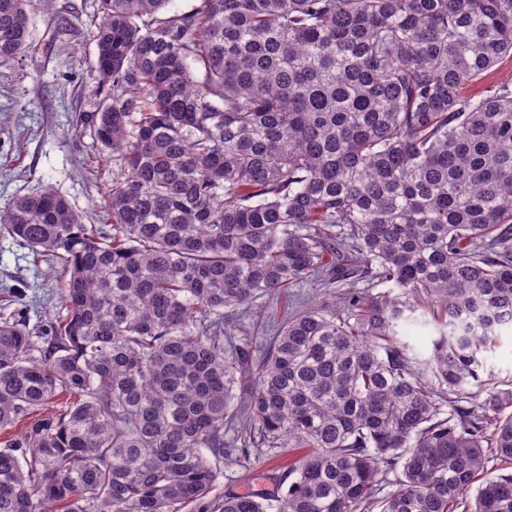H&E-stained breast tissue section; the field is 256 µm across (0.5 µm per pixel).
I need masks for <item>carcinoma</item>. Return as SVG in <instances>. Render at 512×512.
Masks as SVG:
<instances>
[{"label": "carcinoma", "instance_id": "1", "mask_svg": "<svg viewBox=\"0 0 512 512\" xmlns=\"http://www.w3.org/2000/svg\"><path fill=\"white\" fill-rule=\"evenodd\" d=\"M171 2L90 23L112 96L86 120L123 162L104 224L49 186L0 209L65 272L43 357L0 319V430L76 396L0 448V512H179L245 383L249 443L306 453L222 512H512L488 467L512 464V382L484 379L512 327V86L461 95L512 55V0ZM51 4L0 0V65L38 6L70 24ZM310 278L336 295L224 351L225 313ZM431 324L424 355L404 328Z\"/></svg>", "mask_w": 512, "mask_h": 512}]
</instances>
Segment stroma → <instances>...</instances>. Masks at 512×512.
<instances>
[{"instance_id":"35a3bbf8","label":"stroma","mask_w":512,"mask_h":512,"mask_svg":"<svg viewBox=\"0 0 512 512\" xmlns=\"http://www.w3.org/2000/svg\"><path fill=\"white\" fill-rule=\"evenodd\" d=\"M53 8L73 12L71 27L59 30L35 16V53L12 67L0 66V206L49 186L83 223L94 224L100 192L120 167L118 155H92L91 127L77 121L98 112L105 99L90 71L89 20L98 0H54ZM60 285V273L33 266L25 248L0 234V317L26 321L36 335L46 336L60 310ZM324 296L314 280L286 288L280 296L258 300L252 315H229L227 334L233 344L260 355L273 337V324ZM289 460L284 448H253L244 461L226 457L217 464L220 474L207 498L180 512H221L225 495L276 491Z\"/></svg>"}]
</instances>
